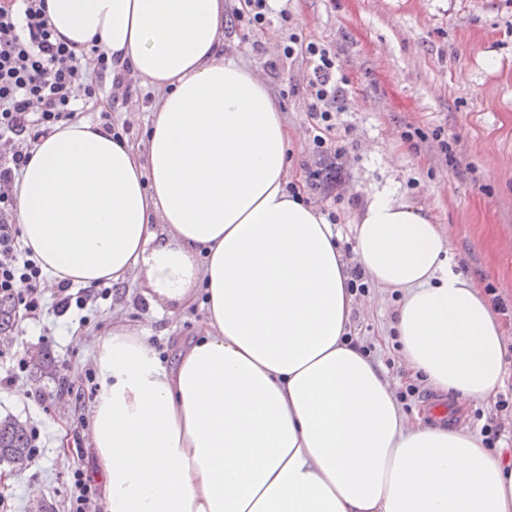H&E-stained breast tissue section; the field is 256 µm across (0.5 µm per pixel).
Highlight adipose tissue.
Returning <instances> with one entry per match:
<instances>
[{"label": "adipose tissue", "mask_w": 512, "mask_h": 512, "mask_svg": "<svg viewBox=\"0 0 512 512\" xmlns=\"http://www.w3.org/2000/svg\"><path fill=\"white\" fill-rule=\"evenodd\" d=\"M159 93L147 150L83 119L36 146L16 221L49 280L138 276L194 338L161 364L137 329L96 339L89 443L107 512H512V458L466 426L406 415L351 336L335 225L289 192L288 129L265 82L224 52V0H47ZM420 205L382 191L354 258L398 291L405 367L457 403L505 383V327Z\"/></svg>", "instance_id": "adipose-tissue-1"}]
</instances>
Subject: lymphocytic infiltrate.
<instances>
[{"mask_svg": "<svg viewBox=\"0 0 512 512\" xmlns=\"http://www.w3.org/2000/svg\"><path fill=\"white\" fill-rule=\"evenodd\" d=\"M285 58H301L308 69L307 113L317 133L313 150L341 158L345 148L331 133L340 125L347 80L335 54L324 44L289 34ZM130 91L129 81L112 75V58L99 43L77 48L55 36L46 0H0V297L39 315L42 270L22 249L14 220V186L40 137L73 120L81 104L96 98L106 78ZM26 283L27 292L16 289Z\"/></svg>", "mask_w": 512, "mask_h": 512, "instance_id": "obj_1", "label": "lymphocytic infiltrate"}]
</instances>
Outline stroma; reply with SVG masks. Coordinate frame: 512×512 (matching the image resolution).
Segmentation results:
<instances>
[{"instance_id":"stroma-1","label":"stroma","mask_w":512,"mask_h":512,"mask_svg":"<svg viewBox=\"0 0 512 512\" xmlns=\"http://www.w3.org/2000/svg\"><path fill=\"white\" fill-rule=\"evenodd\" d=\"M236 3L224 0V50L274 93L291 136V184L320 212L336 213L345 242L353 239L356 200L373 193L390 188L429 209L452 239L453 269L479 279L506 327L501 395L512 396V0H281L288 24L259 30L235 23ZM292 33L328 46L348 80L341 114L346 155L332 179L308 178L315 131L307 116V68L282 56ZM274 59L275 74L268 69ZM130 82L131 96L104 89L84 118L111 111L125 137L142 145L158 95L139 77ZM411 127L441 131L454 143L452 156L440 140L412 148L403 138ZM397 299V292L373 286L355 295L351 328L400 392L410 380L392 341ZM53 300V289H43L40 315L16 319L0 348V419L40 430L44 445L17 481L0 484V512H67L71 469L94 474L84 439L97 396L88 381L97 372L90 338L117 325L138 326L168 361L175 340L195 335L200 318L192 309L171 322L146 300L135 276L62 317L53 313ZM34 348L51 353L54 372L18 369V358ZM58 421L76 442L64 455L54 445ZM462 422L498 427L497 446L512 448V407L471 403Z\"/></svg>"}]
</instances>
